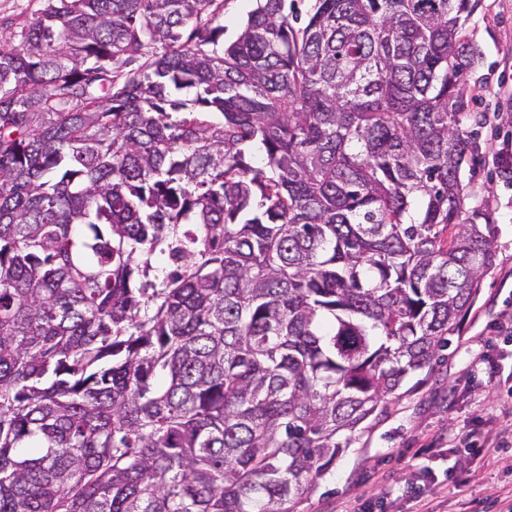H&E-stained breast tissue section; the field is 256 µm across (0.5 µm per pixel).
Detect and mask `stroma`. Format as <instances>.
I'll return each instance as SVG.
<instances>
[{
	"label": "stroma",
	"instance_id": "35a3bbf8",
	"mask_svg": "<svg viewBox=\"0 0 512 512\" xmlns=\"http://www.w3.org/2000/svg\"><path fill=\"white\" fill-rule=\"evenodd\" d=\"M466 34L478 61L464 73L465 127L478 150L462 171L465 208L491 213L495 263L448 348L410 392L387 402L298 512H348L367 500L376 512H415L417 493L436 512H502L512 491V185L493 163L503 140L512 141V0H480ZM492 428L504 438L501 448L471 454ZM452 478L467 484L450 496Z\"/></svg>",
	"mask_w": 512,
	"mask_h": 512
}]
</instances>
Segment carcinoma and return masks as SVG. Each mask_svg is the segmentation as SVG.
Returning a JSON list of instances; mask_svg holds the SVG:
<instances>
[{
    "instance_id": "obj_1",
    "label": "carcinoma",
    "mask_w": 512,
    "mask_h": 512,
    "mask_svg": "<svg viewBox=\"0 0 512 512\" xmlns=\"http://www.w3.org/2000/svg\"><path fill=\"white\" fill-rule=\"evenodd\" d=\"M478 0H46L0 34V512H297L448 347ZM255 0H227L224 5V41L234 38L239 25L246 19L247 13L255 8Z\"/></svg>"
}]
</instances>
